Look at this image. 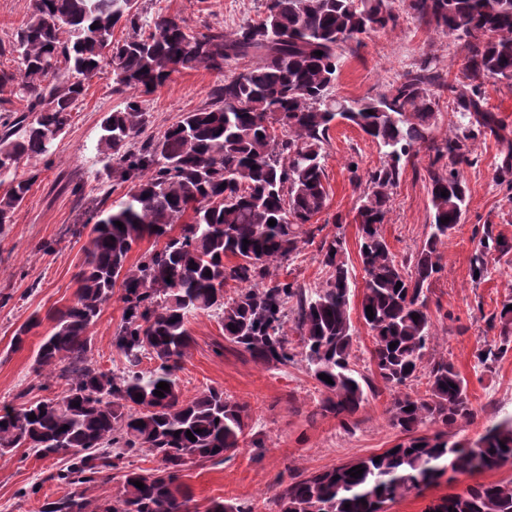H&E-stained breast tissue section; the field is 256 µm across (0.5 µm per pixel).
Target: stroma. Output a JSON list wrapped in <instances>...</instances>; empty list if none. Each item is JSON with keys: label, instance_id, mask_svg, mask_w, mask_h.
<instances>
[{"label": "stroma", "instance_id": "1", "mask_svg": "<svg viewBox=\"0 0 512 512\" xmlns=\"http://www.w3.org/2000/svg\"><path fill=\"white\" fill-rule=\"evenodd\" d=\"M139 4L144 25H152L162 15L176 18L193 32L217 27L228 34L258 22L264 11L263 0H139ZM389 7L397 18L395 27L369 34L361 45L345 52L335 94L359 99L383 93L424 62L442 81L465 89L462 43L412 18L407 0H390ZM246 67V62L231 61L220 74L202 66L173 74L142 97L147 112L145 137L158 136L184 113L209 105L216 86ZM435 96L432 138L403 159L402 176L391 191L380 227L400 259L409 257L428 231L427 168L435 148L455 134L452 94L439 90ZM127 97V92L113 91L110 71L93 76L51 155L18 169L20 176L29 179L31 189L12 222L0 227V406L22 408L17 394L27 387L35 399L51 398L65 389L58 381L47 391L35 390L34 358L42 337L52 329L50 312L67 305L77 289V275L90 243L87 225L97 202L120 200L130 189L118 180L111 155L99 146L103 118L122 109ZM470 148L475 163L462 169L469 188L467 207L442 248V269L431 286L434 335L426 355L430 361L450 360L468 382L475 416L452 429L454 441L478 439L487 428L512 415V352L490 371L477 367L475 359L478 347L492 336L487 317L512 297V254L493 260L480 281H473L469 270L475 227L491 224L512 237V202L497 182L501 158L495 139L477 137ZM380 162L377 145L359 128L333 124L325 147L328 201L314 222L326 235L343 234L345 258L359 278L364 272L358 255L356 208L369 172ZM123 310L120 293H113L90 329V357L101 370L124 365L112 346ZM33 316L38 326L23 344H15L17 330ZM188 328L192 344L179 373L184 397L216 387L246 404L250 415V441L229 460L221 465L192 464L182 472L181 481L199 512H206L215 500L249 501L256 512H279L280 480L379 454L403 442V434L388 422L394 390L378 386L344 425L321 412L325 393L304 362L277 367L257 364L235 351L217 318L206 313L193 317ZM63 466V461L42 458L27 448L14 449L0 459V512H42L46 503L71 493V485L48 478ZM509 480L512 463L491 472L464 473L453 482L442 481L399 497L385 510L426 512L442 496L479 483Z\"/></svg>", "mask_w": 512, "mask_h": 512}]
</instances>
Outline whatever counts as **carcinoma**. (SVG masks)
I'll list each match as a JSON object with an SVG mask.
<instances>
[{
	"instance_id": "cac0c4a2",
	"label": "carcinoma",
	"mask_w": 512,
	"mask_h": 512,
	"mask_svg": "<svg viewBox=\"0 0 512 512\" xmlns=\"http://www.w3.org/2000/svg\"><path fill=\"white\" fill-rule=\"evenodd\" d=\"M408 8L463 42L470 91L444 86L456 95L460 134L435 148L428 169L433 221L422 246L401 262L380 227L402 158L431 135L436 100L430 87L438 76L425 63L377 96L332 94L345 50L372 30L395 26L388 0H265L262 20L230 36L210 27L190 34L165 16L144 36L138 0H30L28 20L10 44L18 68L0 69V86H12L27 102L26 111L0 120V177L11 178L10 190L0 196V227L11 223L30 190L29 180L18 177L20 163L50 154L86 82L102 68H111L114 90L147 94L182 69L204 66L222 73L231 60H256L246 77L217 86L209 107L186 113L157 137L141 139L146 112L135 97L102 121L100 146L111 152L114 173L133 188L97 212L75 298L49 314L53 331L37 349L35 373L44 379L39 388L59 380L64 395L18 411L0 407V458L24 447L68 461L48 479L78 490L49 503L45 512H88L81 486L113 470L122 472V487L94 512H192L181 472L193 462L224 463L245 442L248 428L246 407L218 388L183 397L178 372L191 347L188 324L201 312L215 314L224 337L263 366L301 357L328 393L324 411L345 420L366 402L372 379L350 366L356 327L343 238L318 241L331 273L312 288L270 272L294 260L300 244L315 241L321 231L311 221L327 205L323 145L338 118L363 131L383 155L357 209L364 271L359 318L372 335L376 374L389 388L419 378L433 336L430 285L468 197L462 167L473 159L466 141L493 136L502 146L499 175L505 182L512 177V133L482 93L488 82H512V0H408ZM120 22L133 35L116 43L112 36ZM445 217L449 221L441 222ZM270 219L276 225H268ZM146 238L154 240L153 249L136 266H126L133 245ZM510 253L512 238L484 224L470 271L482 276L491 260ZM118 282L125 315L113 344L125 364L101 371L88 359V333ZM487 322L498 335L484 341L475 358L489 371L512 352V298ZM147 356L156 366L143 370ZM426 379L425 395L393 398L389 420L406 436L397 452L389 448L377 462L369 456L291 477L280 483L281 512H381L379 505L449 471L482 473L512 462V416L477 447L463 448L448 441V429L474 417L467 381L444 358L429 364ZM160 382L169 384L162 397L154 395ZM32 414L36 419H29ZM423 427L434 431L422 434ZM143 449L158 459L153 473L133 466L131 457ZM358 465L360 477L347 474ZM451 508L512 512V480L451 494L429 512ZM207 512L255 507L221 500Z\"/></svg>"
}]
</instances>
